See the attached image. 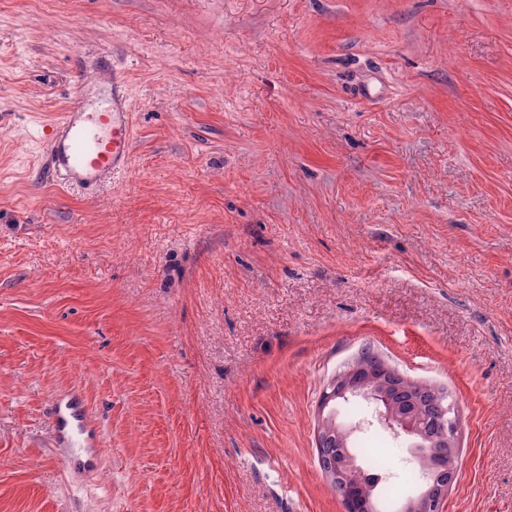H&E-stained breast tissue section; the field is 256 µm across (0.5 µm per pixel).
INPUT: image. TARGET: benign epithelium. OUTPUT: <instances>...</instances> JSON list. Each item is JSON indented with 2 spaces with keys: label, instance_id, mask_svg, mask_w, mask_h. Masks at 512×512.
<instances>
[{
  "label": "benign epithelium",
  "instance_id": "benign-epithelium-1",
  "mask_svg": "<svg viewBox=\"0 0 512 512\" xmlns=\"http://www.w3.org/2000/svg\"><path fill=\"white\" fill-rule=\"evenodd\" d=\"M380 371L387 378L380 390L362 382L354 370H345L336 375L323 391L319 406L320 420L332 416V413L326 412L331 402L358 395L374 402L378 406L379 416L391 421L393 411L388 408L387 391L395 385L407 386L408 379L384 365L380 367ZM401 422V431L414 439L412 454L416 457L426 456L428 466L427 481L417 495L406 500L401 512H442L457 471L459 417L448 416L444 423V432L430 443L421 433L415 412L405 411ZM336 454L341 457V461L336 464V492L342 501L344 512H377L376 504L368 495V486L356 481L355 469L346 449L338 448Z\"/></svg>",
  "mask_w": 512,
  "mask_h": 512
}]
</instances>
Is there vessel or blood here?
Listing matches in <instances>:
<instances>
[{
  "label": "vessel or blood",
  "mask_w": 512,
  "mask_h": 512,
  "mask_svg": "<svg viewBox=\"0 0 512 512\" xmlns=\"http://www.w3.org/2000/svg\"><path fill=\"white\" fill-rule=\"evenodd\" d=\"M111 92L103 105L80 101L57 120L51 129H38L46 143L54 174L65 184L95 189L122 173L130 159L133 126L130 118L125 80L113 72ZM55 432L81 435L80 445L89 462L104 454L98 443L87 440L83 418L68 401L59 399L53 408Z\"/></svg>",
  "instance_id": "1"
}]
</instances>
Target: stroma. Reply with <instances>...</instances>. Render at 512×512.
I'll return each instance as SVG.
<instances>
[{
	"label": "stroma",
	"mask_w": 512,
	"mask_h": 512,
	"mask_svg": "<svg viewBox=\"0 0 512 512\" xmlns=\"http://www.w3.org/2000/svg\"><path fill=\"white\" fill-rule=\"evenodd\" d=\"M103 52L90 194L36 132ZM366 347L455 404L443 512H512V0H0V512H344L318 405ZM336 419L397 482L407 436ZM110 95L100 106L83 99L45 126L37 138L47 144L54 174L70 186L95 189L122 173L130 159L133 126L125 80L112 69ZM53 429L55 434H65L68 439L72 438L74 433L83 436V442L77 450L84 451L88 456L90 464L101 459L104 455V448L100 447V442H91L83 418L73 411L68 401L63 398L54 402L53 408Z\"/></svg>",
	"instance_id": "obj_1"
}]
</instances>
